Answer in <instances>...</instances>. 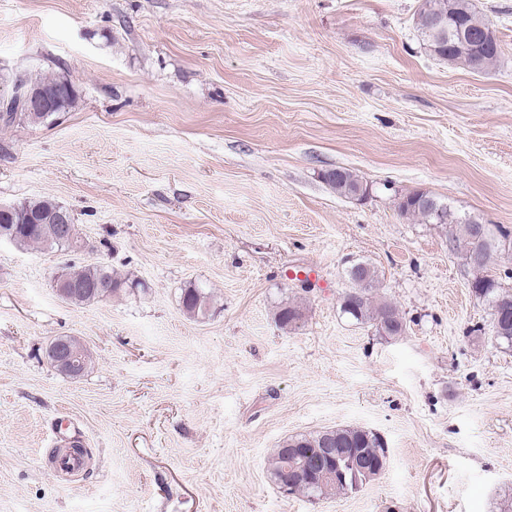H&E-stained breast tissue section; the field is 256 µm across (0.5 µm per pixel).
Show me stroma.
Here are the masks:
<instances>
[{"mask_svg":"<svg viewBox=\"0 0 512 512\" xmlns=\"http://www.w3.org/2000/svg\"><path fill=\"white\" fill-rule=\"evenodd\" d=\"M421 0H0V97L49 73L76 99L0 125V204L50 197L83 246L0 240V512H498L512 497V348L429 193L501 231L512 289V0H473L502 53L484 71L425 47ZM346 168L370 187L345 198ZM100 261L138 285L62 300L52 275ZM372 264L406 331L343 315ZM193 285L210 310L184 313ZM306 308L285 333L282 303ZM80 339L72 379L46 354ZM89 462L52 471L53 426ZM363 427L389 448L357 490L281 493L269 456ZM323 179L341 196L364 198L368 194L367 184L347 169L327 171L323 174Z\"/></svg>","mask_w":512,"mask_h":512,"instance_id":"obj_1","label":"stroma"}]
</instances>
